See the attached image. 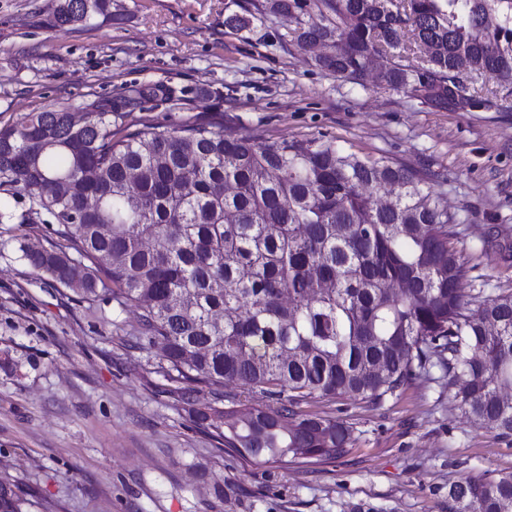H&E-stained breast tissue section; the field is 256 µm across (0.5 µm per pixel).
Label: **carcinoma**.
<instances>
[{
	"instance_id": "cac0c4a2",
	"label": "carcinoma",
	"mask_w": 512,
	"mask_h": 512,
	"mask_svg": "<svg viewBox=\"0 0 512 512\" xmlns=\"http://www.w3.org/2000/svg\"><path fill=\"white\" fill-rule=\"evenodd\" d=\"M239 21L295 20L321 70L479 109L496 82L512 109V0H261ZM112 17V0H58L59 27ZM93 101L0 129V188L29 197L0 224L49 216L57 240L22 259L81 299L140 310L135 338L161 351L193 418L242 457L334 463L353 445L304 398L374 406L436 381L469 424L512 441V292L467 289L456 218L418 172L329 139H229L204 124L130 119ZM213 400L198 403L196 386ZM241 390L245 401L224 395ZM281 406L267 409L262 401ZM0 479V512H26ZM448 512H512V473L448 483Z\"/></svg>"
}]
</instances>
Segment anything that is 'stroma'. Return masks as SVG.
I'll return each mask as SVG.
<instances>
[{"label": "stroma", "mask_w": 512, "mask_h": 512, "mask_svg": "<svg viewBox=\"0 0 512 512\" xmlns=\"http://www.w3.org/2000/svg\"><path fill=\"white\" fill-rule=\"evenodd\" d=\"M253 0H112V17L59 27L56 0H0V129L52 105H122L162 87L133 119L201 123L262 142L326 137L420 173L457 219L461 258L486 294L512 290V110L436 108L362 77L317 68L269 14L228 23ZM48 224H0V478L28 512H448L464 474L512 472V443L470 427L433 383L383 406L309 398L345 421L336 463L269 466L225 452L194 420L135 308L89 303L20 258Z\"/></svg>", "instance_id": "1"}]
</instances>
